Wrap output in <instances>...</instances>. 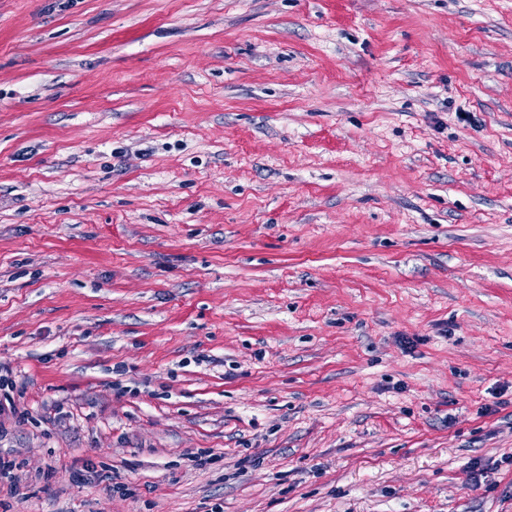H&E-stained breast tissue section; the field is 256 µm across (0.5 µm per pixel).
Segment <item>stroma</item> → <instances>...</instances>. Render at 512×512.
Here are the masks:
<instances>
[{
  "label": "stroma",
  "mask_w": 512,
  "mask_h": 512,
  "mask_svg": "<svg viewBox=\"0 0 512 512\" xmlns=\"http://www.w3.org/2000/svg\"><path fill=\"white\" fill-rule=\"evenodd\" d=\"M0 362L10 512H512V0H0Z\"/></svg>",
  "instance_id": "35a3bbf8"
}]
</instances>
